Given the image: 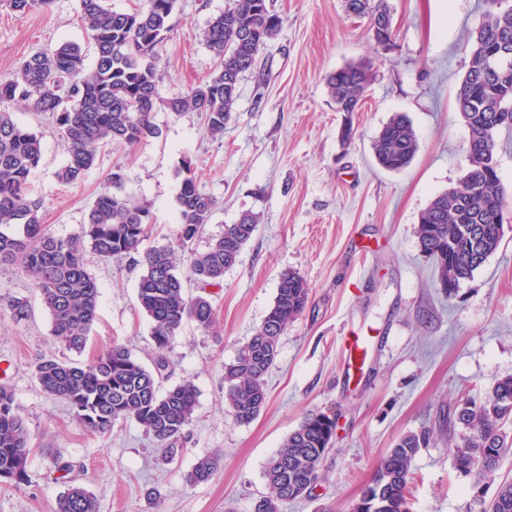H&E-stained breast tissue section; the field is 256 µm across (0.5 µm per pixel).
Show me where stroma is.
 <instances>
[{"label":"stroma","mask_w":512,"mask_h":512,"mask_svg":"<svg viewBox=\"0 0 512 512\" xmlns=\"http://www.w3.org/2000/svg\"><path fill=\"white\" fill-rule=\"evenodd\" d=\"M392 47L374 49L370 20L349 15L344 0H273L282 19L254 70L243 74L230 122L210 136L200 113L158 109L159 137L115 143L87 175L59 183L66 147L47 115L10 103L17 121L36 131L42 158L30 178L43 222L67 237L120 171L151 213L147 246L176 249L180 269L191 252L207 250L225 225L244 213L259 226L221 285L208 288L216 323L186 322L171 339L162 389L191 381L198 405L174 460L132 421L106 434L86 430L61 399L43 394L34 364L68 357L32 283L0 266V382L11 386L33 436L27 482L0 483V512H52L71 485L94 496L98 512H251L266 495L263 467L308 414L338 422L312 497L283 503L281 512H348L379 459L407 433L428 438L411 464V512H478L473 477L457 471L452 451L468 431L448 417L465 399L484 397L512 375V128L495 136L506 190L498 250L455 291L441 288L433 260L416 234L421 213L467 171L468 129L456 107L469 57L464 45L482 21L478 0H387ZM228 0H178L163 43L160 97L187 93L214 70L204 42L209 19ZM79 0H50L19 14L0 0V78L27 56L63 42L88 44L77 21ZM371 60L377 78L359 111L340 112L327 75ZM396 114L419 140L406 169L375 161L371 143ZM192 158L201 189L217 207L189 249L181 247L177 170ZM100 287V320L81 361L120 344L146 367L157 350L137 301L141 266L125 257L101 260L83 248ZM300 273L310 289L304 313L279 339L266 375L267 400L251 423H236L224 404V366L261 325L282 272ZM25 298L28 319L5 304ZM361 337L363 373H346L347 337ZM212 478L192 486L186 474L212 454Z\"/></svg>","instance_id":"obj_1"}]
</instances>
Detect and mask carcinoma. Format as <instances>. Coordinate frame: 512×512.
I'll list each match as a JSON object with an SVG mask.
<instances>
[{
  "label": "carcinoma",
  "mask_w": 512,
  "mask_h": 512,
  "mask_svg": "<svg viewBox=\"0 0 512 512\" xmlns=\"http://www.w3.org/2000/svg\"><path fill=\"white\" fill-rule=\"evenodd\" d=\"M178 0H147L143 8L117 11L107 0H80L79 18L89 34V47L64 42L48 52L25 58L8 78H0V102L22 101L49 114L67 144V157L57 171L63 183L84 178L108 145H129L160 135L154 112L162 106L176 114H205L211 136L224 134L238 97L243 73L253 69L261 48L282 25L276 12L263 13V0H229L224 12L210 18L204 31L207 47L218 59L213 72L185 95L163 99L158 85V49L172 31ZM483 21L472 36L468 68L456 103L469 133L468 169L459 185L435 196L417 227L421 250L436 262L438 278L452 277V287L469 279L502 241L505 191L495 157V132L512 127V63L495 67L502 54L512 59V4L481 0ZM347 12L370 18L376 47L393 42V21L387 0H345ZM92 65H87L88 54ZM376 78L371 64L349 63L326 77L329 97L343 112H356L362 94ZM412 123L394 115L372 141L377 163L388 171L408 167L418 151ZM42 156L40 136L0 110V264L16 267L38 291L48 311L52 333L65 349L82 353L99 315L98 283L85 268L82 246L103 259L128 257L143 268L137 284L141 311L152 324L155 347L165 349L187 321L203 329L215 323L210 299L187 293V283L204 290L218 286L224 272L239 260L258 228V217L246 213L224 225V235L207 250L193 252L188 275L178 271L174 250L146 248L150 210L129 191L118 172L109 177L90 207L86 223L71 237H57L42 222L40 200L31 196L29 178ZM182 243L189 245L208 223L216 200L199 187L192 162L177 171ZM306 280L295 271L280 275L277 293L261 326L235 361L224 367V401L238 424L252 422L266 403L265 374L278 356L281 334L305 310ZM170 365L161 356L150 370L124 346L114 344L81 364L66 358L42 357L34 366L36 381L47 395L65 401L86 428L107 433L119 421L132 420L159 445H174L191 425L197 390L190 381L159 392L157 378ZM512 417V375L500 378L485 400L463 403L449 423L470 430L453 452L454 467L475 479V486H495L482 512H512V480L498 476L500 463L512 454V438L502 424ZM336 418L307 416L264 464L268 493L252 512H280L285 502L312 495L322 475L320 464L333 443ZM426 438L402 435L378 462L352 512H410L411 464ZM31 433L19 413L12 389L0 384V483L28 479ZM221 457L198 460L186 475L190 485L209 481ZM55 512H97L84 488L71 486L56 501Z\"/></svg>",
  "instance_id": "1"
}]
</instances>
